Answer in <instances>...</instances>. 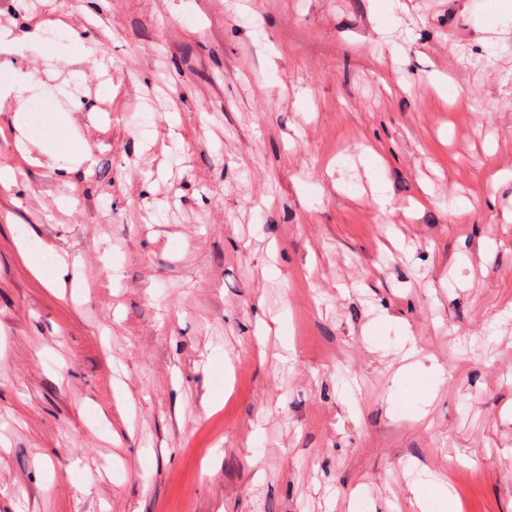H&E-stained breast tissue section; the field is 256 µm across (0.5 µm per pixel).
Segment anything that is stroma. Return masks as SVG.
<instances>
[{
  "instance_id": "35a3bbf8",
  "label": "stroma",
  "mask_w": 512,
  "mask_h": 512,
  "mask_svg": "<svg viewBox=\"0 0 512 512\" xmlns=\"http://www.w3.org/2000/svg\"><path fill=\"white\" fill-rule=\"evenodd\" d=\"M1 29L0 512H512V0Z\"/></svg>"
}]
</instances>
